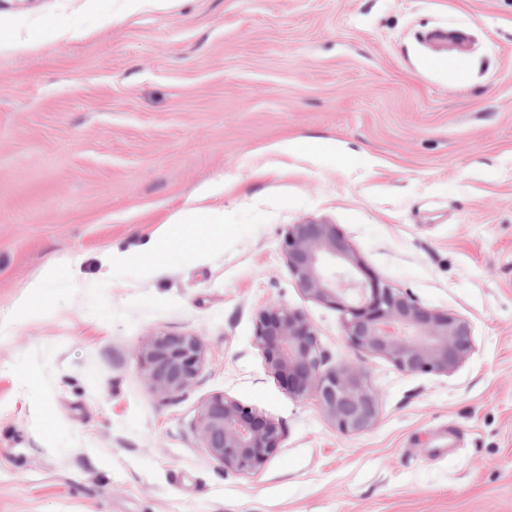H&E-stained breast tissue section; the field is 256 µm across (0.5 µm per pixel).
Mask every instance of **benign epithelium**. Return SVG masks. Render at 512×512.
<instances>
[{
    "instance_id": "obj_1",
    "label": "benign epithelium",
    "mask_w": 512,
    "mask_h": 512,
    "mask_svg": "<svg viewBox=\"0 0 512 512\" xmlns=\"http://www.w3.org/2000/svg\"><path fill=\"white\" fill-rule=\"evenodd\" d=\"M283 246L299 286L340 313L352 346L415 373H446L470 354L467 321L425 309L411 295L388 286L355 258L336 225L294 224ZM256 336L267 364L291 395L316 398L344 434L372 425L376 399L364 374L349 368L322 371L315 331L300 313L283 306L265 309L258 316ZM141 362L160 392H179L198 374L199 340L157 337ZM200 432L209 454L225 471L237 474L260 471L282 439L273 421L223 395L204 406Z\"/></svg>"
}]
</instances>
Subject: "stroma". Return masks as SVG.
<instances>
[{"label": "stroma", "mask_w": 512, "mask_h": 512, "mask_svg": "<svg viewBox=\"0 0 512 512\" xmlns=\"http://www.w3.org/2000/svg\"><path fill=\"white\" fill-rule=\"evenodd\" d=\"M0 0V512H512V0ZM55 23V41L38 31ZM466 27L467 51L421 36ZM189 209L224 212L143 245ZM332 224L365 267L470 326L446 373L352 347L282 249ZM56 276L40 312L27 286ZM323 371H362L366 430L282 386L261 311ZM198 337L162 393L141 354ZM223 395L282 431L257 473L201 438Z\"/></svg>", "instance_id": "1"}]
</instances>
